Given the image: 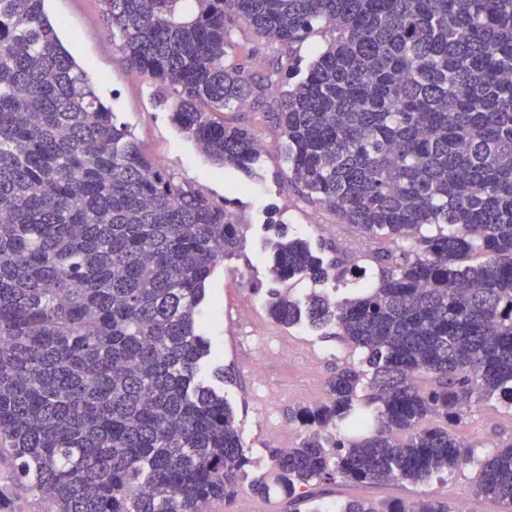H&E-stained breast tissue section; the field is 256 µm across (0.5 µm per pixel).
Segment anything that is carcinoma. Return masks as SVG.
Segmentation results:
<instances>
[{
    "label": "carcinoma",
    "instance_id": "obj_1",
    "mask_svg": "<svg viewBox=\"0 0 512 512\" xmlns=\"http://www.w3.org/2000/svg\"><path fill=\"white\" fill-rule=\"evenodd\" d=\"M100 2L126 62L172 91V122L243 178L260 149L223 114L262 86L224 65L233 27L290 48L330 33L279 91L288 175L403 254L379 256L375 286L352 298L315 293L303 308L271 293L276 323L333 326L364 353L295 412L303 436L272 455L288 503L338 478L419 483L475 462L448 427L483 398L512 410V0ZM239 245L223 205L114 122L44 0H0V512L17 486L47 512H203L236 497L249 460L224 367L203 378L200 306ZM270 271L349 273L286 230ZM339 424L355 437H332ZM474 488L512 509V443L479 461ZM337 512L448 505L352 499Z\"/></svg>",
    "mask_w": 512,
    "mask_h": 512
}]
</instances>
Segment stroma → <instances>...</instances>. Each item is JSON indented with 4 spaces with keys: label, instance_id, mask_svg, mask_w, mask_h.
I'll use <instances>...</instances> for the list:
<instances>
[{
    "label": "stroma",
    "instance_id": "stroma-1",
    "mask_svg": "<svg viewBox=\"0 0 512 512\" xmlns=\"http://www.w3.org/2000/svg\"><path fill=\"white\" fill-rule=\"evenodd\" d=\"M44 8L63 45L84 66L117 123L131 131L146 156L179 181L224 204L241 228L240 249L214 272L201 316L216 350V362L227 375L224 397L234 409L250 463L248 478L241 481L235 499L228 504L212 503L210 512H294L279 487H271L269 495L261 497L252 493L249 482L272 479L273 450L300 439V428L293 420L297 408L324 401L337 368L359 363L361 354L338 338L334 328L316 330L304 322L291 327L275 323L267 313L269 292L276 287L302 303L314 293L334 299L351 297L374 283L376 254L397 257L401 251L389 241L362 240L358 230L342 222L333 210L304 197L290 181L281 151L262 153L255 166L257 175L247 190H235L223 169L172 123L169 106L159 101L160 86L132 71L113 46L112 35L102 21L100 0H45ZM327 38V33L318 29L290 50L237 27L232 31L235 48L228 58L243 62L258 79L266 76L270 62L281 56L290 57L294 69L302 73ZM278 91V85L269 87L260 104L225 113V120L250 127L256 137L282 143L272 118ZM277 223L287 225L290 235L307 239L328 264L346 260L351 244L361 242L358 271L341 281L314 283L296 278L275 283L267 255L274 238L272 227ZM259 348L265 352V366L258 373L251 358ZM456 432L476 443L475 455L480 458L488 454L490 445L512 442V416L498 401L484 400L472 405ZM476 475V465L470 464L453 476L416 484L340 480L317 486L314 492L317 505L323 508L354 498L378 505L435 498L447 502L449 512H458L463 503L470 512H503L500 504L475 495Z\"/></svg>",
    "mask_w": 512,
    "mask_h": 512
}]
</instances>
